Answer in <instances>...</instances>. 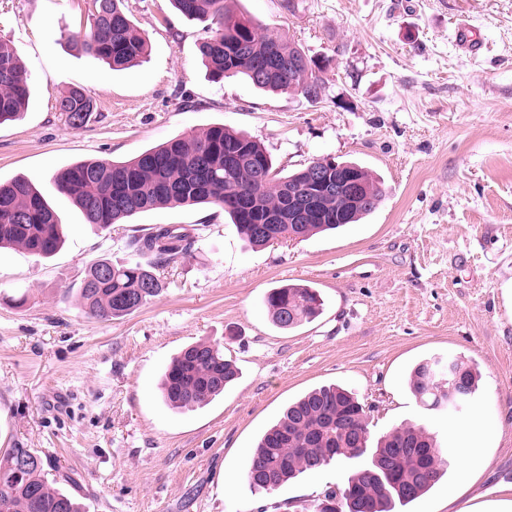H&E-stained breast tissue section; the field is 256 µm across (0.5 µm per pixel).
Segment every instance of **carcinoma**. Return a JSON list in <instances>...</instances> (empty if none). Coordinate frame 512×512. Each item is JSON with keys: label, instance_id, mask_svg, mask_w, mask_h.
I'll return each instance as SVG.
<instances>
[{"label": "carcinoma", "instance_id": "carcinoma-1", "mask_svg": "<svg viewBox=\"0 0 512 512\" xmlns=\"http://www.w3.org/2000/svg\"><path fill=\"white\" fill-rule=\"evenodd\" d=\"M93 10L81 39L82 49L122 70L147 55L148 43L128 16L124 0H92ZM189 20L207 23L209 35L199 53L215 81L242 77L265 91L288 90L311 102L325 91L324 67L300 45L272 34L257 20L237 12L236 0H171ZM31 82L13 48L0 41V124L15 120L28 106ZM72 127L82 126L95 102L82 87L58 101ZM347 168L367 192L355 208L336 194V166L330 158L309 162L284 174L252 137L222 124L189 136L178 135L133 159L82 161L55 174L60 193L83 214L85 222L105 231L146 211L175 206L221 208L238 233L253 246L300 239L355 224L377 210L384 192L372 174L355 162ZM325 177L329 187L316 190ZM316 196L318 215L290 223L296 198ZM194 240L181 228L159 225L132 236L129 250L151 261L114 263L100 259L88 268L79 288L83 312L110 321L129 315L158 296L165 283L158 270L176 263ZM63 245L55 212L27 177L0 181V249L18 247L36 257H50ZM272 322L293 329L322 312L317 289L288 284L264 297ZM470 399L478 376L464 361L453 360ZM238 376L224 349L205 342L184 348L165 368L161 398L173 410L202 407ZM436 361L418 363L410 374L414 396L433 409L458 408L448 402V385L437 384ZM370 430L364 406L336 386L313 389L288 405L280 420L260 437L244 471L254 492H270L297 474L315 471L335 458L371 454L346 487L329 490L318 512H394L429 491L444 475L445 452L425 428L402 425L378 439L369 451ZM0 512H81L71 496L47 478L41 456L32 448L0 453Z\"/></svg>", "mask_w": 512, "mask_h": 512}]
</instances>
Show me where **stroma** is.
Returning a JSON list of instances; mask_svg holds the SVG:
<instances>
[{"label": "stroma", "instance_id": "35a3bbf8", "mask_svg": "<svg viewBox=\"0 0 512 512\" xmlns=\"http://www.w3.org/2000/svg\"><path fill=\"white\" fill-rule=\"evenodd\" d=\"M91 0H0V40L31 76L23 117L0 124V179H32L56 210L65 244L37 258L0 250V450L35 449L86 512H315L355 461L331 462L274 491L243 474L288 403L339 384L364 405L372 437L425 426L450 467L406 512H474L512 500V0H237L269 32L329 59L321 100L212 82L198 52L203 23L170 0H125L149 54L122 71L83 52ZM467 22L483 43L456 42ZM87 89L91 118L71 127L57 102ZM248 133L276 167L331 156L383 184L360 224L254 249L223 210L168 207L105 232L86 224L54 176L88 159L128 160L212 124ZM193 235L137 311L88 318L78 288L101 258L157 225ZM286 282L318 288L321 315L275 328L263 304ZM26 296L24 306L14 297ZM223 346L242 371L210 404L163 405L161 373L186 345ZM459 357L481 375L474 400L437 412L408 372ZM479 449L465 457L468 432Z\"/></svg>", "mask_w": 512, "mask_h": 512}]
</instances>
